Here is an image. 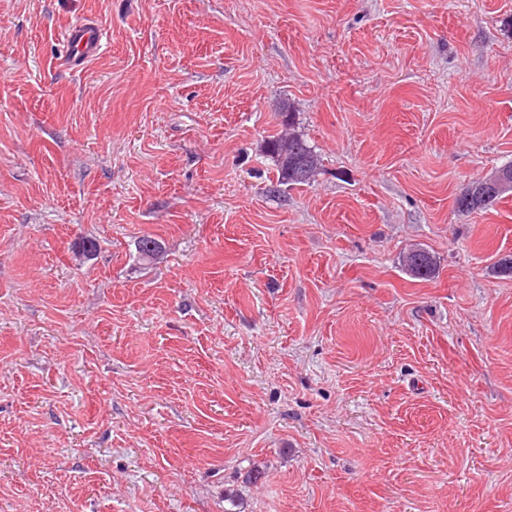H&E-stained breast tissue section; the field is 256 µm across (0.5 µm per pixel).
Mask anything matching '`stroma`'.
Instances as JSON below:
<instances>
[{
    "instance_id": "stroma-1",
    "label": "stroma",
    "mask_w": 512,
    "mask_h": 512,
    "mask_svg": "<svg viewBox=\"0 0 512 512\" xmlns=\"http://www.w3.org/2000/svg\"><path fill=\"white\" fill-rule=\"evenodd\" d=\"M508 163L512 0H0V512H512ZM65 43L71 65L79 69L100 53L103 47V34L97 23L86 21L67 31ZM278 114L286 117L280 124L285 132L282 130L266 142V151L276 166V187L311 183L322 165L321 157L307 140L290 132L292 112L285 110ZM478 182L472 183L473 185L469 187L466 192V195L470 197V199H478L486 194H495L502 195L504 193L512 192V169L508 167H501L493 170L489 173L483 180L480 181V184L474 186ZM416 251H419L417 253ZM419 257L420 262L417 261L416 257ZM431 254L424 248H419V250L410 249L405 257H404V266L405 269L407 267V272L413 276L414 278L428 280L433 278L436 274V267L431 268L430 266H424L425 259L431 258ZM425 267L424 271L421 268Z\"/></svg>"
}]
</instances>
